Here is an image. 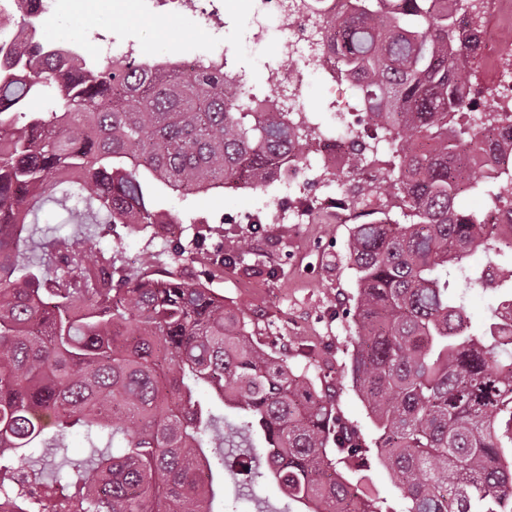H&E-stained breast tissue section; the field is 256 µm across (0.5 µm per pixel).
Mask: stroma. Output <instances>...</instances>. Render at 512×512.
Segmentation results:
<instances>
[{
    "instance_id": "stroma-1",
    "label": "stroma",
    "mask_w": 512,
    "mask_h": 512,
    "mask_svg": "<svg viewBox=\"0 0 512 512\" xmlns=\"http://www.w3.org/2000/svg\"><path fill=\"white\" fill-rule=\"evenodd\" d=\"M224 10L229 16L224 45L237 65L248 73L250 85L266 91L283 72L302 69V102L318 116L321 138L334 137L337 128L344 125L334 106L353 102L354 90L348 84L331 81L316 63L298 67L285 37L274 35L261 47H252L246 40L248 18L242 0H224ZM77 21L82 24L80 34L84 37L96 32L134 34L150 57L166 54L173 44L182 42L185 31H190L182 17H154L130 6L118 10L112 8L110 0H101L95 13H71L45 22L41 36L49 43L62 41L64 31ZM363 174V169L349 164L334 170L316 168L300 190L310 207L299 220L280 219L277 200L284 184L278 178L259 188L210 191L188 197L153 185L155 210L180 217L174 230L183 244H191L202 228H209L211 243L220 245L225 252L250 247L259 261L260 270L256 273L228 267L223 274L210 276V252L206 249L194 251L191 260L173 263L168 237L155 226H121L114 231L98 226L92 230L90 244L96 250L111 252L117 275L146 270L160 277L171 271L203 283L249 316L251 329L261 343H268L273 336L287 338L289 359H296L304 346L328 356L338 388L339 410L369 442L375 436L374 425L346 375L353 323L342 311L353 308L357 295L356 274L348 261L352 223L322 206L326 192L344 193L360 184ZM270 266L278 268L277 277L266 275ZM240 487L272 506L285 505L277 488L263 477L228 475L224 478L226 512H254L253 503L246 497H237Z\"/></svg>"
}]
</instances>
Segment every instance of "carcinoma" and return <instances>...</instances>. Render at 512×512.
Instances as JSON below:
<instances>
[{
    "mask_svg": "<svg viewBox=\"0 0 512 512\" xmlns=\"http://www.w3.org/2000/svg\"><path fill=\"white\" fill-rule=\"evenodd\" d=\"M467 0H347L334 20L338 70L359 77L373 133L356 166L383 150L386 173L355 187L382 196L393 176L403 221L374 209L353 227L358 293L349 377L372 419L377 459L400 482L402 512H512V224L461 199L512 208V136L483 112L476 141L458 33ZM45 99V112L27 103ZM299 112H256L224 71L143 64L85 70L36 46L0 60V502L49 512H213L214 474L262 464L302 512H397L371 480L370 448L342 417L311 351L300 369L248 331L244 313L170 272L114 280L112 253L77 232L91 224H161L151 184L183 196L262 185L315 134ZM487 146L493 165L469 162ZM53 203L76 228L34 243ZM480 250L484 263L469 264ZM212 263L254 270L252 252ZM491 287L476 328L460 284ZM236 416L217 417L214 403ZM52 419L101 452L50 482L34 455Z\"/></svg>",
    "mask_w": 512,
    "mask_h": 512,
    "instance_id": "cac0c4a2",
    "label": "carcinoma"
}]
</instances>
